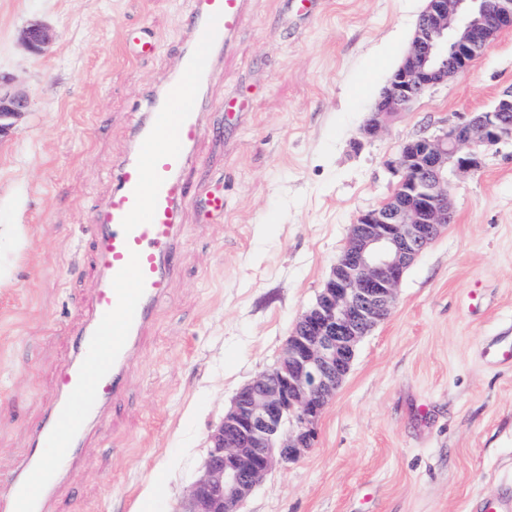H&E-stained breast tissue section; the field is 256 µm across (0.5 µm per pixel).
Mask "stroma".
<instances>
[{"instance_id": "35a3bbf8", "label": "stroma", "mask_w": 512, "mask_h": 512, "mask_svg": "<svg viewBox=\"0 0 512 512\" xmlns=\"http://www.w3.org/2000/svg\"><path fill=\"white\" fill-rule=\"evenodd\" d=\"M193 0H0V75L33 106L0 139V473L31 449L58 396L100 271L90 226L112 195L146 90L179 65ZM426 0H251L206 95L209 132L185 171L180 262L55 512H178L207 437L276 366L360 212L399 178L407 139L490 109L512 89V30L470 69L361 139ZM55 33L42 55L21 33ZM156 42L133 58L124 44ZM453 216L360 341L313 447L267 474L240 512H476L512 498V145L449 171ZM224 199L223 213L208 200Z\"/></svg>"}]
</instances>
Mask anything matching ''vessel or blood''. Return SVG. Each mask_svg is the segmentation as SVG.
<instances>
[{
  "instance_id": "1",
  "label": "vessel or blood",
  "mask_w": 512,
  "mask_h": 512,
  "mask_svg": "<svg viewBox=\"0 0 512 512\" xmlns=\"http://www.w3.org/2000/svg\"><path fill=\"white\" fill-rule=\"evenodd\" d=\"M184 18L188 40L177 70L145 95L129 151L113 166L112 195L91 238L102 275L87 321L74 328L75 361L62 372L60 400L33 432L20 468L0 475V512H50L33 494L30 476L55 487L71 470L91 416L121 400L137 343L166 297L179 263L177 241L187 187L182 174L206 134L204 85L216 59L228 52L248 0H194Z\"/></svg>"
}]
</instances>
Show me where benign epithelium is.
Listing matches in <instances>:
<instances>
[{
  "label": "benign epithelium",
  "instance_id": "1",
  "mask_svg": "<svg viewBox=\"0 0 512 512\" xmlns=\"http://www.w3.org/2000/svg\"><path fill=\"white\" fill-rule=\"evenodd\" d=\"M504 30H512V0H427L410 48L362 136H374L427 90L467 70ZM53 40L52 29L39 21L22 33L35 55ZM31 105L28 94L0 76V138ZM505 142L512 143V90L467 122L434 135L420 133L401 145L390 161L399 175L394 192L359 214L276 367L238 392L210 434L204 472L189 488L181 512H239L266 474L312 447L315 425L350 370L358 341L390 314L404 274L450 221L448 169L475 171L486 152Z\"/></svg>",
  "mask_w": 512,
  "mask_h": 512
}]
</instances>
